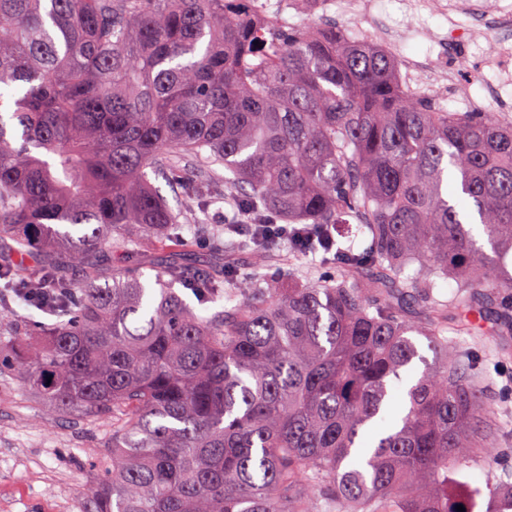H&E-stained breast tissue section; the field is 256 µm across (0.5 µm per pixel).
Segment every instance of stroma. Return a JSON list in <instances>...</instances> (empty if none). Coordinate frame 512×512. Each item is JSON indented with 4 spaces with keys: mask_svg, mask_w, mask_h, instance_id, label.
<instances>
[{
    "mask_svg": "<svg viewBox=\"0 0 512 512\" xmlns=\"http://www.w3.org/2000/svg\"><path fill=\"white\" fill-rule=\"evenodd\" d=\"M372 13L363 18L345 10V0H332L333 12L325 20L348 35L375 39L386 31L396 38L397 60H429L434 67H459L465 81L458 93L448 94L433 83L428 73L403 75L411 91L425 96L448 112L486 113L501 117L502 111L489 97L498 86L512 100V36L484 37L464 11V0H452L444 10L440 0H372ZM183 228L189 250L182 260L190 272L210 273L218 265L219 244L225 243L219 217L228 202L217 196L204 206L187 208L168 184L155 180ZM233 261L241 266H261L263 274L280 284L294 279L322 283L334 269L310 255L289 253L287 247L257 254L237 252ZM53 317L30 304H19L0 295V351L11 352L18 342L34 335ZM449 351L476 354L479 368L475 383L490 404V418L498 426L512 428V336L489 345L479 333L449 328ZM112 443V418H86L76 413H57L32 387L11 373L0 372V512H92L91 489L112 468L106 448Z\"/></svg>",
    "mask_w": 512,
    "mask_h": 512,
    "instance_id": "35a3bbf8",
    "label": "stroma"
}]
</instances>
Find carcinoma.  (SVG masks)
<instances>
[{
  "instance_id": "cac0c4a2",
  "label": "carcinoma",
  "mask_w": 512,
  "mask_h": 512,
  "mask_svg": "<svg viewBox=\"0 0 512 512\" xmlns=\"http://www.w3.org/2000/svg\"><path fill=\"white\" fill-rule=\"evenodd\" d=\"M245 2L0 0V288L55 317L0 367L60 411L112 414L95 512H473L448 486L490 467L498 430L474 358L442 335L474 316L512 335V119L440 110L381 44L256 25ZM183 161L189 207L220 190L213 165L229 173L238 248L288 224V247L334 278L282 288L253 267L193 278L167 262L141 281L145 246L188 248L149 178ZM109 243L128 268L101 284ZM176 281L228 306L198 313ZM479 494L512 512V492Z\"/></svg>"
}]
</instances>
